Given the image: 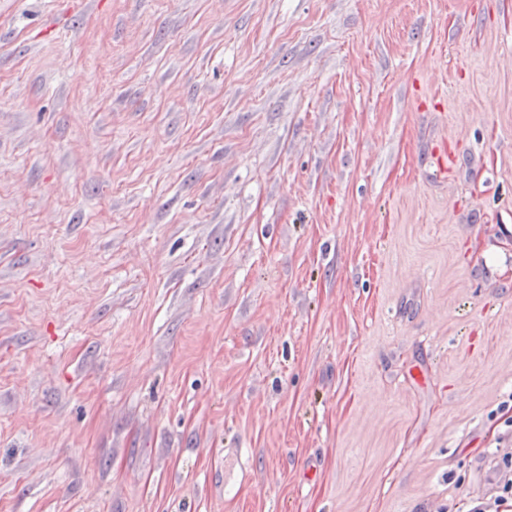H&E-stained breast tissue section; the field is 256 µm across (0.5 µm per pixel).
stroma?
Listing matches in <instances>:
<instances>
[{"label":"stroma","mask_w":512,"mask_h":512,"mask_svg":"<svg viewBox=\"0 0 512 512\" xmlns=\"http://www.w3.org/2000/svg\"><path fill=\"white\" fill-rule=\"evenodd\" d=\"M510 456L512 0H0V512H470Z\"/></svg>","instance_id":"stroma-1"}]
</instances>
